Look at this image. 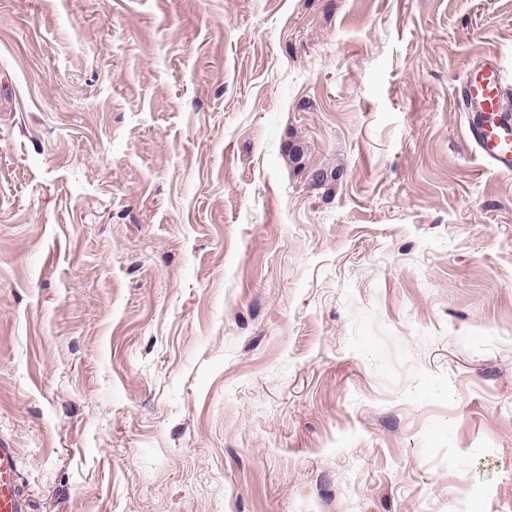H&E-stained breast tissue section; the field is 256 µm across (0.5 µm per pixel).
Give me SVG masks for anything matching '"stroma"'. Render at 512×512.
<instances>
[{
  "label": "stroma",
  "mask_w": 512,
  "mask_h": 512,
  "mask_svg": "<svg viewBox=\"0 0 512 512\" xmlns=\"http://www.w3.org/2000/svg\"><path fill=\"white\" fill-rule=\"evenodd\" d=\"M491 52L512 0H0L30 512H512V173L454 100Z\"/></svg>",
  "instance_id": "stroma-1"
}]
</instances>
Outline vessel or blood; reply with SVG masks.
I'll return each mask as SVG.
<instances>
[{
  "instance_id": "obj_1",
  "label": "vessel or blood",
  "mask_w": 512,
  "mask_h": 512,
  "mask_svg": "<svg viewBox=\"0 0 512 512\" xmlns=\"http://www.w3.org/2000/svg\"><path fill=\"white\" fill-rule=\"evenodd\" d=\"M495 56L469 68L459 87L458 102L466 114L468 138L483 165L512 172V95ZM0 512H28L18 470V453L0 447Z\"/></svg>"
}]
</instances>
